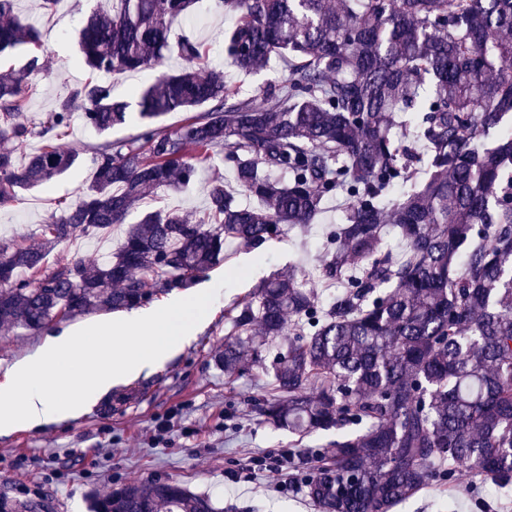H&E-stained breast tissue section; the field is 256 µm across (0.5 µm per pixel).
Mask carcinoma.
<instances>
[{
  "mask_svg": "<svg viewBox=\"0 0 512 512\" xmlns=\"http://www.w3.org/2000/svg\"><path fill=\"white\" fill-rule=\"evenodd\" d=\"M198 2L100 0L80 30L85 65L154 80L120 101L91 79L25 123L28 80L49 65L38 29L17 20L18 0H0V54L32 50L0 74V207L75 165L56 143L74 101L100 133L139 121L136 136L95 149L93 181L50 214L39 242L0 239V325L39 331L138 307L204 275L228 241L259 247L286 227L311 228L341 193L314 266L331 301L319 306L306 269L262 281L225 314L224 374L277 343L259 415L298 436L335 434L327 453L289 467L318 512H393L459 468L479 485L512 484V0H217L235 17L224 54L239 71L287 62L279 84L248 98L206 65L203 44L172 42L173 23H193ZM174 55L184 67L161 70ZM170 112L192 116L160 125ZM33 138L43 145L29 153ZM216 158L235 187L206 182L205 214L147 212L97 268L48 261L79 235L125 223L146 189L195 183ZM92 508L223 512L157 480Z\"/></svg>",
  "mask_w": 512,
  "mask_h": 512,
  "instance_id": "cac0c4a2",
  "label": "carcinoma"
}]
</instances>
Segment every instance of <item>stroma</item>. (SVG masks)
I'll use <instances>...</instances> for the list:
<instances>
[{"mask_svg": "<svg viewBox=\"0 0 512 512\" xmlns=\"http://www.w3.org/2000/svg\"><path fill=\"white\" fill-rule=\"evenodd\" d=\"M95 4L96 0H62L54 14L46 15L35 9L32 0H21L20 17L38 25L41 54L54 71L53 76L37 77L28 97V118L53 110L88 79L77 30ZM232 21V15L213 8L199 24L174 23L172 35L208 43L211 59L222 64L228 81L242 96L281 82L285 71L279 61L251 75L228 63L224 32ZM137 131V122L131 121L101 134L85 123L82 106H75L62 144L79 153L78 164L0 208V236L35 238L57 201L74 200L91 181L95 147L107 139H128ZM140 212H132L109 237L78 238L58 247L55 257L77 256L89 267L98 266L108 253L118 250L127 224L136 223ZM339 216V206L332 201L312 230L286 229L257 249L226 243L225 260L181 290L185 297L214 286L221 292L211 297L206 319L192 327L190 341L173 359L151 374L113 386L77 420L0 437V495L39 498L51 512H90L93 499L107 497L115 488L169 479L210 496L224 512H317L305 494L278 491L275 478L268 474H257L253 482L240 486L235 483L253 455L317 451L329 441L325 433L300 440L262 421L255 402L269 389L275 350L248 358L243 373L231 381L214 355L230 330L225 310L262 280L291 266L317 263L326 232ZM394 512H512V486L478 491L471 473L460 469L452 481H432Z\"/></svg>", "mask_w": 512, "mask_h": 512, "instance_id": "stroma-1", "label": "stroma"}]
</instances>
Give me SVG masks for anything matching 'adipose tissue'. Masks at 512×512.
I'll list each match as a JSON object with an SVG mask.
<instances>
[{"mask_svg": "<svg viewBox=\"0 0 512 512\" xmlns=\"http://www.w3.org/2000/svg\"><path fill=\"white\" fill-rule=\"evenodd\" d=\"M212 295L172 298L123 320L104 318L79 330L44 337L32 351L0 369V435L77 419L113 386L170 360L202 322Z\"/></svg>", "mask_w": 512, "mask_h": 512, "instance_id": "1", "label": "adipose tissue"}]
</instances>
